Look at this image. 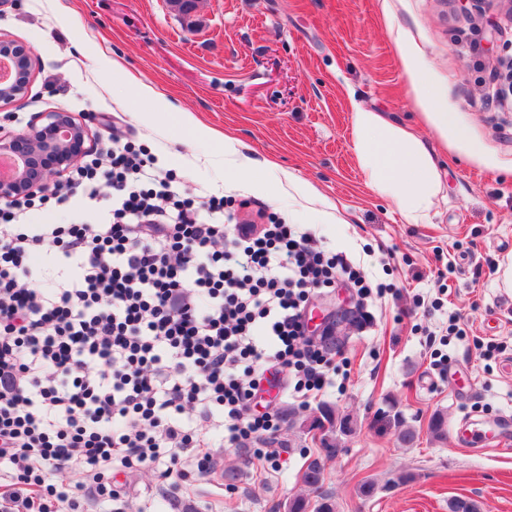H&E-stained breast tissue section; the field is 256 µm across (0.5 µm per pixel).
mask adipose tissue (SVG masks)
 I'll list each match as a JSON object with an SVG mask.
<instances>
[{"label": "adipose tissue", "instance_id": "ef3b65f1", "mask_svg": "<svg viewBox=\"0 0 512 512\" xmlns=\"http://www.w3.org/2000/svg\"><path fill=\"white\" fill-rule=\"evenodd\" d=\"M396 46L420 109L419 126L428 127L434 137L425 139L418 127L355 102L350 106L351 152L369 190L392 203L405 223L425 224L444 190L445 172L438 151L483 167L490 166L491 159L458 113L441 101L412 46L402 38Z\"/></svg>", "mask_w": 512, "mask_h": 512}]
</instances>
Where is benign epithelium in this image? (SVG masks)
<instances>
[{
	"label": "benign epithelium",
	"instance_id": "benign-epithelium-1",
	"mask_svg": "<svg viewBox=\"0 0 512 512\" xmlns=\"http://www.w3.org/2000/svg\"><path fill=\"white\" fill-rule=\"evenodd\" d=\"M0 53L7 55L13 67L9 80L0 79V103L7 105L28 93L33 52L23 45L0 40ZM89 142L87 126L69 112H50L44 122H35L21 133L1 135L0 155H11L15 170L11 179H0V199L47 190L55 178L83 159ZM324 321L333 324L338 339L346 336L353 326L346 308L336 310L335 317L328 316ZM310 426L318 436L327 437L330 429L347 432L348 419L322 407L314 412Z\"/></svg>",
	"mask_w": 512,
	"mask_h": 512
}]
</instances>
